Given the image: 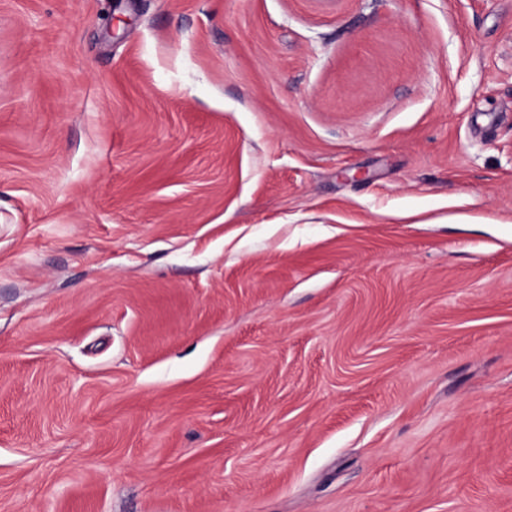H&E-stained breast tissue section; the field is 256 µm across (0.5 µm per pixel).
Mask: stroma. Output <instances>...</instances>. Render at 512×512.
<instances>
[{
    "label": "stroma",
    "instance_id": "stroma-1",
    "mask_svg": "<svg viewBox=\"0 0 512 512\" xmlns=\"http://www.w3.org/2000/svg\"><path fill=\"white\" fill-rule=\"evenodd\" d=\"M0 512H512V0H0Z\"/></svg>",
    "mask_w": 512,
    "mask_h": 512
}]
</instances>
